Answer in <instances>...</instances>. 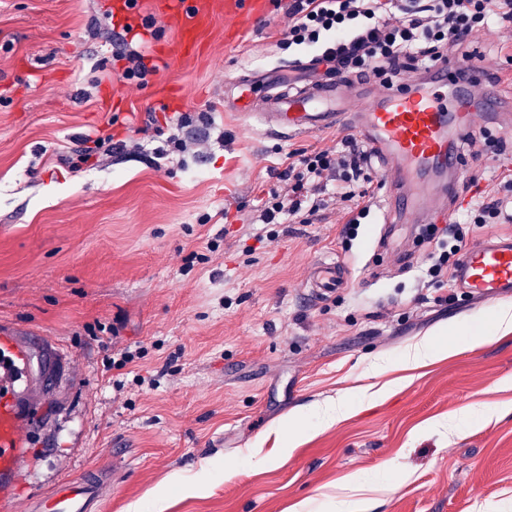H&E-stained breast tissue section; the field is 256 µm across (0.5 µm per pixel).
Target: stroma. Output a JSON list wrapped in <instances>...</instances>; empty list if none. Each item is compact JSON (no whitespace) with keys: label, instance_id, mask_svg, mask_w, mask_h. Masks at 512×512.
I'll list each match as a JSON object with an SVG mask.
<instances>
[{"label":"stroma","instance_id":"stroma-1","mask_svg":"<svg viewBox=\"0 0 512 512\" xmlns=\"http://www.w3.org/2000/svg\"><path fill=\"white\" fill-rule=\"evenodd\" d=\"M195 59L173 53L175 24L139 0L144 86L96 35L118 0H0V326L47 352L14 379L27 450L10 512H36L64 480L106 474L100 512H333L353 495L372 512H512V335L474 346L494 301L431 280L435 241L371 209L355 236L329 206L311 224H261L256 206L292 153L345 129L289 138L224 108V84L312 53L280 42L288 0L233 17L216 0ZM512 19L465 51L493 65ZM186 151H151L178 112ZM104 138L84 162L75 140ZM464 197L512 171V132L476 120ZM348 267L346 288L312 299V263ZM455 327L458 349L415 370L406 349ZM135 358L115 368L124 351ZM390 385L382 399L366 386ZM349 414L320 426L319 406ZM509 413L449 428L472 405Z\"/></svg>","mask_w":512,"mask_h":512}]
</instances>
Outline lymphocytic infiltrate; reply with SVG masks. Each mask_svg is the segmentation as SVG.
<instances>
[{
  "label": "lymphocytic infiltrate",
  "instance_id": "lymphocytic-infiltrate-1",
  "mask_svg": "<svg viewBox=\"0 0 512 512\" xmlns=\"http://www.w3.org/2000/svg\"><path fill=\"white\" fill-rule=\"evenodd\" d=\"M282 41L305 47L315 60L336 72L371 71L387 83L401 79L409 67L426 68L447 60L494 16L512 18V0H291ZM367 153L352 137L334 146L302 154L280 172L282 189L262 199L260 221L285 224L294 219L313 223L325 207L323 194L335 182L341 201L357 204L347 221L356 230L365 218L368 189H354ZM474 224L512 219V175L503 176L495 195L471 202Z\"/></svg>",
  "mask_w": 512,
  "mask_h": 512
}]
</instances>
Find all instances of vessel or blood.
Returning <instances> with one entry per match:
<instances>
[{
  "label": "vessel or blood",
  "mask_w": 512,
  "mask_h": 512,
  "mask_svg": "<svg viewBox=\"0 0 512 512\" xmlns=\"http://www.w3.org/2000/svg\"><path fill=\"white\" fill-rule=\"evenodd\" d=\"M160 9L176 20L183 53H200V32L209 20L205 0H159ZM493 85L492 69L471 61L451 60L427 68L422 79L408 78L389 87L353 78L303 74L256 82L242 75L227 83L224 97L244 119L260 123L275 135L296 136L349 126L387 162L388 194L396 208L410 209L420 223L433 224L445 209L433 196L413 193L427 175L448 180L456 198L464 169L458 142L471 130L477 113L495 109L490 97L472 98L473 84ZM457 288L468 296L494 298L512 293V236H494L467 247L454 270ZM348 284L339 262L312 265L307 285L320 298ZM26 441L14 398L0 382V504L8 505V481L23 461ZM99 484L79 478L63 483L46 503L47 512H96Z\"/></svg>",
  "instance_id": "obj_1"
}]
</instances>
